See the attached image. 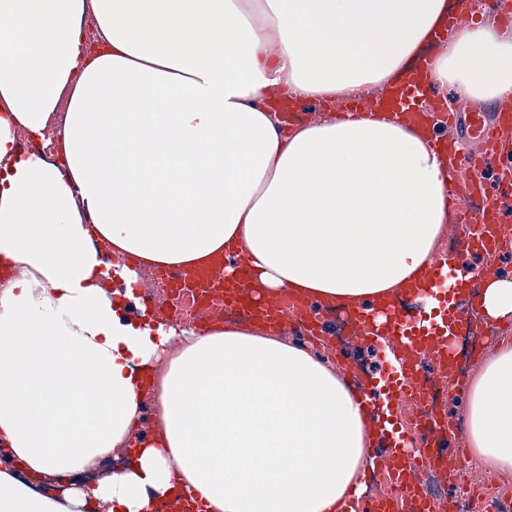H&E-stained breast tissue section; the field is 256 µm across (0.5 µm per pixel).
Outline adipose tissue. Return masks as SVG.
Returning a JSON list of instances; mask_svg holds the SVG:
<instances>
[{"label": "adipose tissue", "mask_w": 512, "mask_h": 512, "mask_svg": "<svg viewBox=\"0 0 512 512\" xmlns=\"http://www.w3.org/2000/svg\"><path fill=\"white\" fill-rule=\"evenodd\" d=\"M93 15L105 49L84 53ZM448 0H0V512H336L374 467L380 413L256 325L131 314L145 266H203L317 304L421 280L456 171L390 114L284 132L273 100L357 99L401 78ZM427 78L496 107L512 34L462 22ZM66 106L62 163L20 152ZM485 317L512 280L466 264ZM156 427L107 466L144 409ZM476 459L512 472V343L472 379Z\"/></svg>", "instance_id": "ef3b65f1"}]
</instances>
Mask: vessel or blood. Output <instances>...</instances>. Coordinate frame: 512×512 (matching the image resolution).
Wrapping results in <instances>:
<instances>
[{
  "label": "vessel or blood",
  "mask_w": 512,
  "mask_h": 512,
  "mask_svg": "<svg viewBox=\"0 0 512 512\" xmlns=\"http://www.w3.org/2000/svg\"><path fill=\"white\" fill-rule=\"evenodd\" d=\"M426 73V64H419L386 95L356 100L351 108L355 111H390L402 118L405 124L425 128L434 149L447 156L454 166L468 164L481 168L492 165L497 158L499 137L512 132V105L506 103L492 113L474 112L469 115L466 131L478 138L481 149L478 153L462 156L447 134L430 124ZM466 188L472 202L468 217L471 231L458 241L452 252L429 264L424 293L432 299V307L410 312L393 305L384 307L370 303L349 311L356 336L388 338L398 347L399 355L387 372L383 386L388 398L408 400L414 404L419 434L414 438L400 434L396 452L381 459V475L399 487V494L369 499L352 492L341 503L338 512H445L440 500L423 492L419 476L435 463L428 452L430 441L427 432L430 427H437L451 438L455 437L456 428L443 418L434 423L428 420L424 394L416 381L417 366L425 357L437 376H452L453 343L467 324L463 312L455 305V296L461 293L462 288L455 285L454 280L462 269L463 255L487 250L489 243L498 241L499 229L504 222L496 208L484 204L485 186L482 182L467 183ZM244 266V254L230 244L224 248L223 259L211 268L185 270L167 267L161 270L160 276L175 293L189 292L197 301L206 303L223 298L225 306L240 308L249 319L267 324L270 330H277L281 324L287 323L289 315L274 301L253 303L252 288L238 277Z\"/></svg>",
  "instance_id": "1"
}]
</instances>
